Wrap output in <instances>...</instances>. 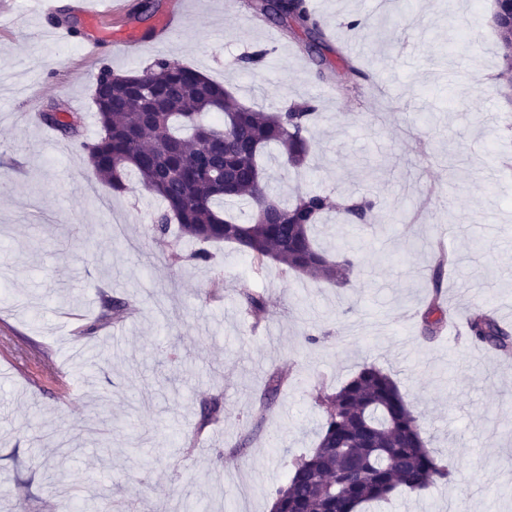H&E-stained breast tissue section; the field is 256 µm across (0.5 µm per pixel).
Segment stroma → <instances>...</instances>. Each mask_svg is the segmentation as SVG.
Returning a JSON list of instances; mask_svg holds the SVG:
<instances>
[{"instance_id": "stroma-1", "label": "stroma", "mask_w": 512, "mask_h": 512, "mask_svg": "<svg viewBox=\"0 0 512 512\" xmlns=\"http://www.w3.org/2000/svg\"><path fill=\"white\" fill-rule=\"evenodd\" d=\"M70 4L42 17L32 0H0V175L11 178L0 194V512H270L292 461L317 446L316 396L366 364L397 383L453 472L376 512H512V358L474 347L460 326L421 334L439 242L462 260L445 281L448 308H487L512 327V102L496 79L489 0H311L329 69L251 0H118L100 31L136 30L142 46L106 42L96 56ZM167 15L180 35L160 45ZM64 19L77 35L53 41L46 30ZM256 52L260 63L238 67ZM159 57L259 111L314 106L304 167L274 148L260 163L283 202L373 201L370 224L330 212L314 232L330 257L357 254L347 284L256 266L229 243L158 239L160 201L144 188L108 194L107 210L83 192L84 152L31 114L81 113L95 137L99 69L128 75ZM199 250L208 261L193 260ZM246 291L263 294L265 319L246 313ZM107 299L132 309L87 333ZM275 372L287 384L257 419ZM215 399L218 419L201 425ZM87 483L103 499L86 502Z\"/></svg>"}]
</instances>
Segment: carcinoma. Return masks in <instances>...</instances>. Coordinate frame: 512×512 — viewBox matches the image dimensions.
<instances>
[{"instance_id": "carcinoma-1", "label": "carcinoma", "mask_w": 512, "mask_h": 512, "mask_svg": "<svg viewBox=\"0 0 512 512\" xmlns=\"http://www.w3.org/2000/svg\"><path fill=\"white\" fill-rule=\"evenodd\" d=\"M262 2L277 23L300 31L312 41L311 47L323 38L307 0ZM497 32L503 59L497 79L509 89L512 32L500 27ZM142 86L159 106L145 119L135 111ZM93 100L100 133L81 143L92 174L113 194L141 186L160 197L164 209L155 217L158 236H168L175 223L186 237L233 243L260 265L270 259L318 281L347 282L356 255L329 260L313 231L333 207L341 223L364 224L373 202L362 197L335 207L319 193L304 192L287 204L270 193L271 175L259 164L261 151L271 147L281 150L292 167L306 163L307 134L316 117L311 105L275 114L257 112L241 105L223 85L166 58L131 75L102 68ZM38 120L66 139L81 135L83 117L78 113L43 112ZM202 157L233 182V192L224 193V182L198 166ZM231 200L250 206L247 220L225 215L224 203ZM454 264L453 254L438 251L432 295L422 314V333L429 340L444 325V271ZM243 299L255 319L267 315L263 295L245 292ZM124 313L125 302L114 300L97 321H119ZM468 329L477 347L512 355V332L490 312L475 310ZM282 384L281 375L269 376L263 407L272 406ZM316 403L323 410L318 445L309 456L294 461L291 476L275 491L272 512H361L397 491L423 493L449 480L448 465L426 446L420 416L379 367H362L336 391L317 396Z\"/></svg>"}]
</instances>
